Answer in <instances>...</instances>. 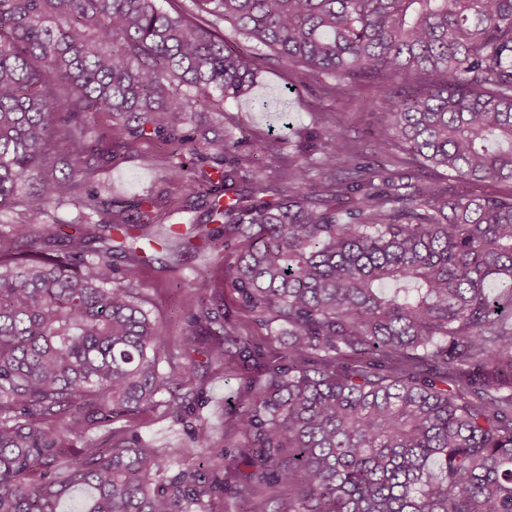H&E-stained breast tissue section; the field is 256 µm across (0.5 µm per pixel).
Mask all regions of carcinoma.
<instances>
[{
	"label": "carcinoma",
	"instance_id": "1",
	"mask_svg": "<svg viewBox=\"0 0 512 512\" xmlns=\"http://www.w3.org/2000/svg\"><path fill=\"white\" fill-rule=\"evenodd\" d=\"M208 31L159 0H0V512H216L229 492L276 493L275 512H512V0H192ZM250 48L335 81L368 79L381 123L373 154L334 134L300 150L278 187L239 167L172 166L210 184L209 218L168 251L205 250L210 224L237 230L231 288L257 326L288 337L270 353L202 301L183 349L243 380V410L202 427L200 461L112 428L168 392L167 413L201 419L196 367L159 369L164 337L139 302L153 202L112 217L83 185L112 148L187 140L198 90L238 98ZM69 173L56 178L57 143ZM451 173L454 186L424 181ZM72 201L79 231L39 227ZM237 439L209 447V437Z\"/></svg>",
	"mask_w": 512,
	"mask_h": 512
}]
</instances>
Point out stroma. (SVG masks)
<instances>
[{
    "mask_svg": "<svg viewBox=\"0 0 512 512\" xmlns=\"http://www.w3.org/2000/svg\"><path fill=\"white\" fill-rule=\"evenodd\" d=\"M253 60L257 68L255 85L249 95L236 99H220L211 95L205 115L206 135L185 143L150 139L129 146H112V159L93 170L90 187L110 197L114 207L141 198L154 202L151 218L154 225L165 228L208 218V195H191L169 177L171 164L212 170L211 158L223 154L226 163L245 157L241 177L260 169L271 182H278L288 161L298 147H306L310 155H318L328 133H336L355 141L362 161H370L369 133L377 116L371 106L377 90L370 81L351 85L343 97H335L330 80L310 77L304 68L277 58L269 50H259ZM267 100L269 111H258L255 99ZM239 141L237 151L224 152L225 138ZM254 142L269 144L266 154L251 155ZM159 235L137 241L143 263L139 276L143 308L157 322L165 339L160 370L195 361L201 390L200 413L213 419L234 414L239 400L240 379L234 366L207 365L203 356L188 358L182 346L183 336L190 331L189 317L194 305L208 299L215 291L224 293V316L229 323L241 324L249 315L237 303L230 287L231 269L223 249L188 252L173 260L162 247ZM128 433L150 441L155 447L189 445L199 426L196 420L180 422L171 418L164 406L141 411L127 423Z\"/></svg>",
    "mask_w": 512,
    "mask_h": 512,
    "instance_id": "stroma-1",
    "label": "stroma"
}]
</instances>
